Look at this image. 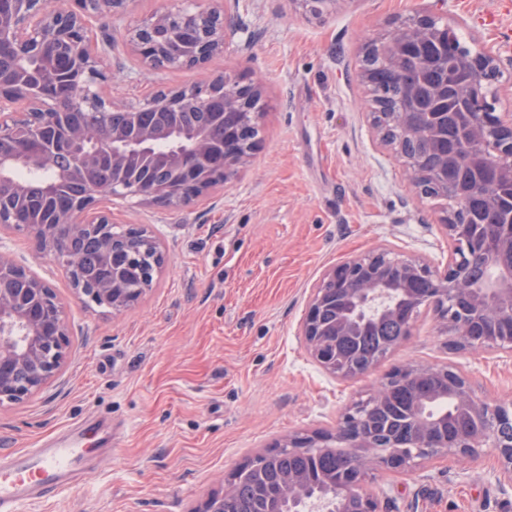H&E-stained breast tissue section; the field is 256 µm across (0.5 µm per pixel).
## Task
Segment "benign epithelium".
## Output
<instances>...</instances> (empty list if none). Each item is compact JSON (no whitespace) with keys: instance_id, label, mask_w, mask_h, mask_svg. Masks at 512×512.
Masks as SVG:
<instances>
[{"instance_id":"obj_1","label":"benign epithelium","mask_w":512,"mask_h":512,"mask_svg":"<svg viewBox=\"0 0 512 512\" xmlns=\"http://www.w3.org/2000/svg\"><path fill=\"white\" fill-rule=\"evenodd\" d=\"M125 0H62L53 5L49 0H15L9 14H0V43H9L20 58L37 56L52 61L57 50L67 49L77 79L70 91L73 107L93 111L112 109V101L103 97L101 82L107 79L106 52L89 26L92 16H110ZM209 21L200 38L183 49L181 58L172 61L167 46L156 37V31L172 23L202 26ZM238 18L223 8L198 6L165 10L136 26L130 42L133 52L146 69L182 67L206 63L224 52L240 32ZM366 51L382 57L394 76L402 73L406 63L415 64V77L409 90V104L399 112H387L380 103L373 104L372 126L381 144L395 150L403 158L412 184L425 191L431 183L440 197H448V153L441 148L442 126L448 117V86L457 92V107L466 116L461 126L464 150L455 156L458 164L475 167L482 163L488 129L495 128L504 142L498 152L501 163L492 181L480 184L488 211L497 215L494 224H460L450 210L441 218L448 235V263L442 269L423 258H401L380 245L365 255L349 258L328 268L312 289L299 325L305 351L324 371L352 377L355 368H336L324 351L325 336H355L372 323L398 315L403 305L428 307L446 322L452 335L464 348L486 350L507 348L512 352V199L504 204L498 186L512 185V113L481 110L488 93L486 73L495 65V56L478 52L458 62L448 52V26L431 15H421L395 25L384 37L374 40ZM56 78L49 67L14 69L0 73V110L20 108L23 115H38L45 122H55L68 107L48 103L43 92L46 83ZM224 95L226 132L222 165L214 172L205 171L191 180L192 191L185 196L176 185L145 187L127 179L122 173L140 165L153 151L158 134L150 127L133 126V130H112L104 138L91 128L80 129L74 143L92 146L73 155L72 171L79 175L107 156L112 172L121 173L109 188L94 187L88 195L62 219L69 235L89 234L99 242V258L112 268V274L98 283L87 284L82 277L79 258L62 254L57 237L41 225L29 226L39 246L52 255L66 270L73 289L89 297L112 314L120 315L135 305L149 288V271L140 272L145 284L132 288L128 283L132 258L118 260L120 253L135 250L133 238L118 239L112 234V199L135 196L151 203L175 207L204 197L214 186L236 177L246 165L257 142L246 146L236 142L244 130L258 125L262 113L255 108L262 96V83L213 80L178 88L162 96H152L133 108L167 109L176 104L203 106L211 101L214 91ZM399 136H391V128ZM172 142L161 161L175 174L188 172L192 158L204 159L214 148L208 136L199 131L192 135L178 126L167 130ZM423 141L427 152L437 157V166L424 168L420 156L406 153L404 142ZM488 256L491 276L483 283L474 282L473 259ZM430 283L429 292L420 296L415 283ZM346 294L349 310L328 331L319 324L321 311L336 297L335 289ZM473 313L482 319L485 342L473 345L467 340L469 323L461 318ZM71 337L65 320V305L55 291L31 270L16 264L0 253V407L19 404L40 392L62 369ZM437 372L443 385L468 413L475 427L467 433L448 439L445 423L429 417L421 403H416L415 429L410 442L403 446L376 441L361 424L363 405L355 404L343 414L334 432L296 433L273 443L276 448L297 452H317L322 448H342L355 459L356 474L345 488L344 496L360 502V512H378L374 497L364 491L366 478L375 471H401L419 460L440 456L474 458L482 448L494 449L500 475L512 482V434L500 432L512 426V401L494 402L475 396L469 379L446 367L406 366L400 374L420 378ZM261 458L257 454L246 460L224 480L222 497H232L233 481L239 472L251 470ZM310 478L305 473H290L281 478L280 497L288 499L292 512H321L324 504L309 498Z\"/></svg>"}]
</instances>
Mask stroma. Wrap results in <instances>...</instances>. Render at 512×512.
<instances>
[{
    "instance_id": "obj_1",
    "label": "stroma",
    "mask_w": 512,
    "mask_h": 512,
    "mask_svg": "<svg viewBox=\"0 0 512 512\" xmlns=\"http://www.w3.org/2000/svg\"><path fill=\"white\" fill-rule=\"evenodd\" d=\"M175 0H126L96 21L113 64L118 108L219 76L264 82L258 147L240 174L179 207L118 200L116 223L150 226L168 263L121 317L77 297L63 268L27 233L0 228V252L65 304L73 348L60 374L20 405L0 408V453L66 425H112V459L79 485L22 512H193L247 457L288 435L335 430L393 370L446 366L477 396L512 399V353L453 346L444 322L418 311L411 334L369 371L320 369L298 334L324 271L374 246L432 265L448 261L439 222L447 202L415 195L400 155L374 137L360 79L364 43L402 18L430 14L472 52L497 56L495 108L512 112V0H229L243 31L199 67L143 70L130 30ZM492 449L460 463L421 460L365 484L379 512H512Z\"/></svg>"
}]
</instances>
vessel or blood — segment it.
Returning <instances> with one entry per match:
<instances>
[{
	"mask_svg": "<svg viewBox=\"0 0 512 512\" xmlns=\"http://www.w3.org/2000/svg\"><path fill=\"white\" fill-rule=\"evenodd\" d=\"M89 452L84 433L52 436L38 447L0 454V512H19L36 499L55 497L76 482Z\"/></svg>",
	"mask_w": 512,
	"mask_h": 512,
	"instance_id": "1",
	"label": "vessel or blood"
}]
</instances>
